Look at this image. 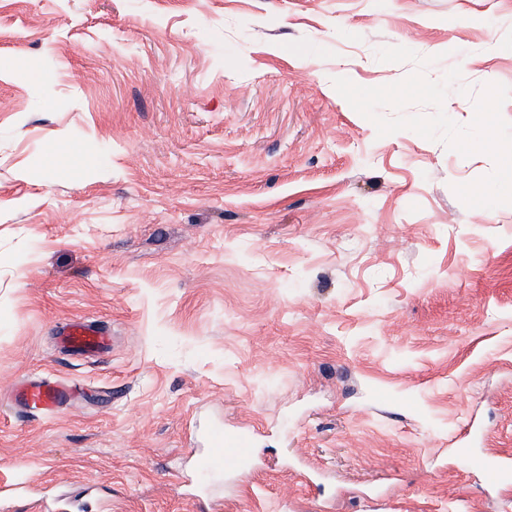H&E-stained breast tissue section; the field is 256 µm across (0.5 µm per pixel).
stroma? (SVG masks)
<instances>
[{
  "mask_svg": "<svg viewBox=\"0 0 512 512\" xmlns=\"http://www.w3.org/2000/svg\"><path fill=\"white\" fill-rule=\"evenodd\" d=\"M393 46L469 124L512 0H0V512H512L468 462L512 458V205L336 91ZM79 317L107 353L58 348ZM35 375L80 391L9 406ZM197 420L253 446L205 491Z\"/></svg>",
  "mask_w": 512,
  "mask_h": 512,
  "instance_id": "1",
  "label": "stroma"
}]
</instances>
